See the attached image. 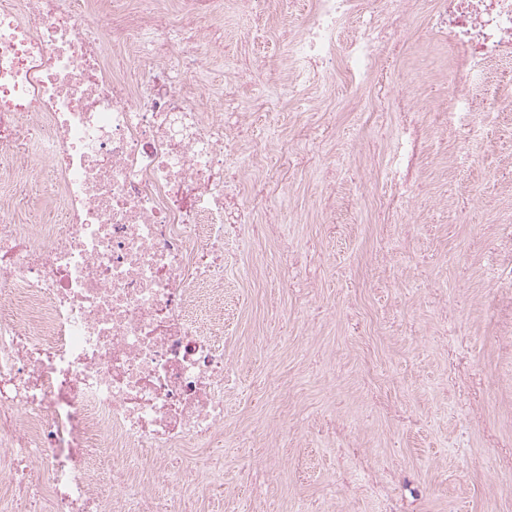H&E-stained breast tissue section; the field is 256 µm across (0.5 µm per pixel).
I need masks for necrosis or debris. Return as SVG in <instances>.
Segmentation results:
<instances>
[{
  "instance_id": "1",
  "label": "necrosis or debris",
  "mask_w": 512,
  "mask_h": 512,
  "mask_svg": "<svg viewBox=\"0 0 512 512\" xmlns=\"http://www.w3.org/2000/svg\"><path fill=\"white\" fill-rule=\"evenodd\" d=\"M0 0V512H191L222 486L224 242L251 241L248 195L272 141L250 140L243 104L332 80L379 84L405 15L428 9L456 53L447 122L469 143L473 113L512 59V0H312L283 29L264 79L238 68L207 95L224 0ZM422 145L398 131L384 175L416 171ZM48 168L61 224H15L13 190Z\"/></svg>"
}]
</instances>
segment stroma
Returning <instances> with one entry per match:
<instances>
[{
  "instance_id": "35a3bbf8",
  "label": "stroma",
  "mask_w": 512,
  "mask_h": 512,
  "mask_svg": "<svg viewBox=\"0 0 512 512\" xmlns=\"http://www.w3.org/2000/svg\"><path fill=\"white\" fill-rule=\"evenodd\" d=\"M390 42L383 81L320 101L257 99L249 121L279 142L309 129L308 156L276 152L280 194L253 212L290 220L281 236L227 257L224 430L252 449L195 512H512V111L477 114L483 145L442 134L437 107L401 113L397 96L448 71L425 13ZM249 0H232L215 47L224 65L278 54L251 41ZM427 142L416 186L391 190L381 160L399 122ZM46 174L17 192L27 223L51 218ZM335 203L322 211L321 200Z\"/></svg>"
}]
</instances>
